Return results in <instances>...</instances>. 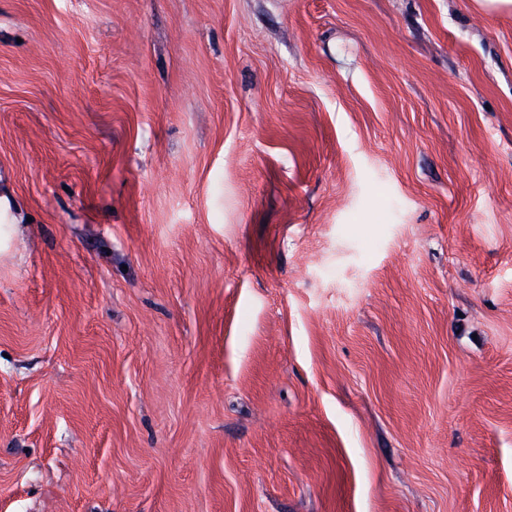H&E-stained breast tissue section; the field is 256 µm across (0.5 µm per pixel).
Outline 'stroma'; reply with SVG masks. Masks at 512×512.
<instances>
[{
  "instance_id": "1",
  "label": "stroma",
  "mask_w": 512,
  "mask_h": 512,
  "mask_svg": "<svg viewBox=\"0 0 512 512\" xmlns=\"http://www.w3.org/2000/svg\"><path fill=\"white\" fill-rule=\"evenodd\" d=\"M0 512H512V11L0 0Z\"/></svg>"
}]
</instances>
